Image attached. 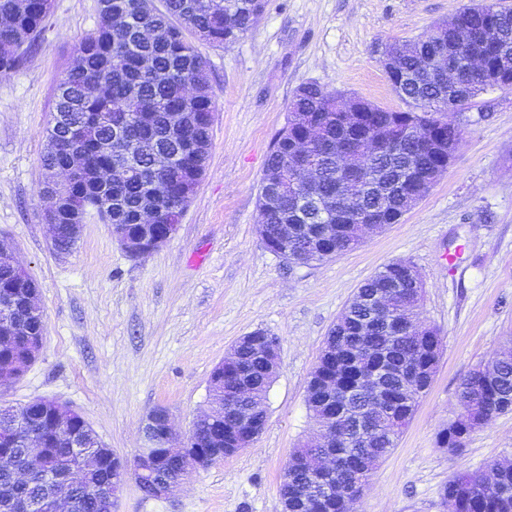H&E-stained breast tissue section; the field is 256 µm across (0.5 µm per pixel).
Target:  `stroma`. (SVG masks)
I'll list each match as a JSON object with an SVG mask.
<instances>
[{"label": "stroma", "instance_id": "1", "mask_svg": "<svg viewBox=\"0 0 512 512\" xmlns=\"http://www.w3.org/2000/svg\"><path fill=\"white\" fill-rule=\"evenodd\" d=\"M470 0H265L261 19L224 45L198 43L214 99L205 173L172 238L133 259L89 218L57 252L43 219L42 155L57 77L98 20L97 0H53L19 69L0 77V243L39 284L45 330L27 373L0 383V404L49 398L132 462L142 427L168 408L187 431L209 405L208 381L232 346L261 330L278 342L267 423L254 444L191 475L165 497L126 478L115 512H281L283 468L317 428L310 374L359 286L394 260L423 285L419 320L443 340L433 382L394 448L372 471L356 512H451L449 481L512 462V412L474 430L463 454L437 437L458 387L512 337V89H490L445 120L464 129L447 171L399 223L333 258L295 265L259 233L260 179L297 87L315 82L402 111L382 63Z\"/></svg>", "mask_w": 512, "mask_h": 512}]
</instances>
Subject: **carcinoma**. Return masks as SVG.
<instances>
[{
  "label": "carcinoma",
  "mask_w": 512,
  "mask_h": 512,
  "mask_svg": "<svg viewBox=\"0 0 512 512\" xmlns=\"http://www.w3.org/2000/svg\"><path fill=\"white\" fill-rule=\"evenodd\" d=\"M0 0V75L13 73L43 32L51 0ZM264 0H98V21L74 48V65L57 81L55 106L47 129L42 164L53 177L60 210V241L68 243L66 224L95 214H109L112 223L141 230L143 210L155 212L162 224L179 219L188 206L205 171L211 144L214 103L206 70L207 61L189 41L184 30L194 32L211 44L235 40L258 21ZM455 24L444 21L424 39L396 43L401 72L389 77L395 94L414 110L397 128L390 127L395 110L383 109L359 98L354 106L365 113L364 124L351 129L344 123L343 96L315 82L301 84L292 100L286 125L278 133L260 183L261 223L274 227L294 225L291 249L316 242L317 254L344 252L360 244L359 227L339 202L364 196L376 224H397L403 201L411 187L431 181L442 168V160L453 157L462 139L457 125L435 117L449 108L440 102L470 101L480 92L512 82V15L500 11L494 0L462 9ZM459 27L471 39H456ZM439 58L441 64L457 70V81L426 68V61ZM469 57L483 66L470 69ZM318 122L307 144L308 157L316 171L309 186L299 194L316 200L318 207L307 218L281 200L270 207L263 202L271 176L290 171L295 155L288 138L301 128L300 117ZM76 118L80 129H70ZM123 143L120 151H136L141 142L149 150L140 155L138 171L132 177L100 181V174L112 171L120 157L112 154V136ZM353 146L358 155L356 168L346 173L336 169V145ZM334 232L326 237L323 225ZM365 281L361 295L339 317L328 334L320 365L311 373L307 398L315 424L336 431L339 439L336 468L321 476L306 468L300 459L317 456V447L295 450L285 464L281 487L299 504V512H353L369 475L391 449L412 418L419 399L430 388L440 355L437 330L415 328V311L422 298L421 288H392L396 266ZM39 289L37 282L18 261L0 265V292L18 294L25 288ZM381 294L392 319L374 321L371 341L363 346L358 329L368 318L365 300ZM20 336L14 335L0 319V367L8 376L23 375L35 362ZM243 364L249 382L242 386L237 376L216 366L211 372L215 385L209 399L215 404L233 398L235 402L263 408L273 372L264 357L251 346L244 349ZM495 373L488 379L477 371L469 373L459 390L477 399L470 421L453 419L438 436L440 447L450 454L465 450L466 440L476 423L488 424L500 414L512 411V346L504 345L495 357ZM378 372L382 401L372 407L371 394L361 379ZM20 421L37 419L36 430L47 435L54 422L63 421L80 436L82 448H101L100 468L85 473L74 499L73 512H106L100 498L103 485L112 484V474L125 464L112 457L92 427L76 411L51 399L4 407ZM367 417L371 434L368 442L355 439L353 427ZM228 448L246 446L239 420L220 415ZM41 471L56 473L68 468L63 457L49 450L39 463ZM65 485L36 483L28 492L33 498L61 493ZM444 498L453 512H512V465L494 469V483L485 473H466L448 483Z\"/></svg>",
  "instance_id": "obj_1"
}]
</instances>
